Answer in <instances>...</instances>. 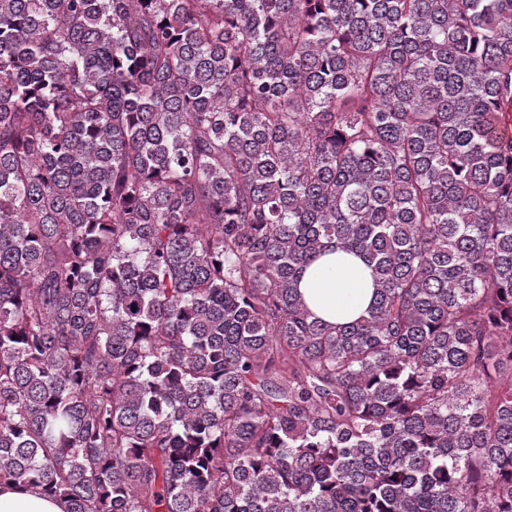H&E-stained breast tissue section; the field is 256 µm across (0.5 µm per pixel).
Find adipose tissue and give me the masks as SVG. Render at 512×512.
<instances>
[{"instance_id": "obj_1", "label": "adipose tissue", "mask_w": 512, "mask_h": 512, "mask_svg": "<svg viewBox=\"0 0 512 512\" xmlns=\"http://www.w3.org/2000/svg\"><path fill=\"white\" fill-rule=\"evenodd\" d=\"M312 313L329 322L350 321L372 297L369 269L355 256L342 252L319 257L299 284ZM0 512H64L62 503L14 486L0 488Z\"/></svg>"}]
</instances>
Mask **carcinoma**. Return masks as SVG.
<instances>
[{"label": "carcinoma", "mask_w": 512, "mask_h": 512, "mask_svg": "<svg viewBox=\"0 0 512 512\" xmlns=\"http://www.w3.org/2000/svg\"><path fill=\"white\" fill-rule=\"evenodd\" d=\"M505 120L512 0H0V484L512 512ZM299 291L312 313L323 320L350 321L372 297L370 270L360 259L343 252L326 253L304 273Z\"/></svg>", "instance_id": "carcinoma-1"}]
</instances>
